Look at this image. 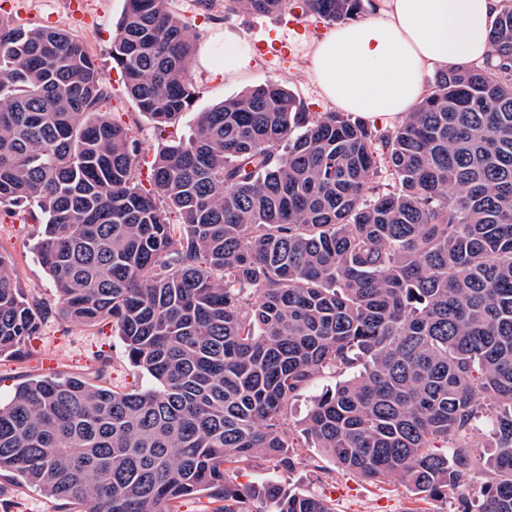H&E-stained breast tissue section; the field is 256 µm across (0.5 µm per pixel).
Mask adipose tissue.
Wrapping results in <instances>:
<instances>
[{
	"label": "adipose tissue",
	"mask_w": 512,
	"mask_h": 512,
	"mask_svg": "<svg viewBox=\"0 0 512 512\" xmlns=\"http://www.w3.org/2000/svg\"><path fill=\"white\" fill-rule=\"evenodd\" d=\"M504 0H385L378 17L337 25L313 43L305 72L336 108L396 123L428 94L425 74L479 62L490 52L491 22ZM255 54L242 40L224 43V63L202 53L199 65L234 79Z\"/></svg>",
	"instance_id": "adipose-tissue-1"
}]
</instances>
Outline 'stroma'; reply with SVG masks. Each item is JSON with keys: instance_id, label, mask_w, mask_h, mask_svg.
Wrapping results in <instances>:
<instances>
[{"instance_id": "obj_1", "label": "stroma", "mask_w": 512, "mask_h": 512, "mask_svg": "<svg viewBox=\"0 0 512 512\" xmlns=\"http://www.w3.org/2000/svg\"><path fill=\"white\" fill-rule=\"evenodd\" d=\"M73 0H0V15L14 26L31 30L45 26L63 29L80 39L102 72L110 92L112 117L129 128L137 145L141 172H148L159 139L153 123L139 112L125 92L121 74L112 64L110 50L116 27L125 9V0H84L82 15H75ZM169 7L190 25V36L197 47H205L214 31L223 30L256 47L259 41L286 44L288 60L271 64L258 52L246 79L228 82L211 78L200 67H193L196 95L190 107L180 114L169 129L174 141L186 139L193 131L199 113L212 109L224 99L263 84L286 86L313 112L329 111L319 87L304 72L305 55L312 42L329 31L328 23L315 17H303L302 32L289 24V14L263 15L241 10L224 12L221 8L204 11L201 0H169ZM29 209L20 218L0 215V255L7 257L29 300L52 302L54 287L32 244L35 223L29 222ZM80 376L90 383L121 390L149 386V378L132 368L111 324L94 326L73 324L50 315L42 324L36 340L22 355L0 357V401H8L17 385L39 377ZM304 463L285 473L276 461L268 459L240 466L239 483L256 486L274 478L287 488H300L332 501L336 512H457L460 498L481 499L478 480L466 479L461 497L418 500L398 478L377 483L358 475L330 468L322 470V457L313 448L302 451ZM0 512H61L57 503L37 488L0 477Z\"/></svg>"}]
</instances>
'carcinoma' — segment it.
<instances>
[{
    "label": "carcinoma",
    "instance_id": "obj_1",
    "mask_svg": "<svg viewBox=\"0 0 512 512\" xmlns=\"http://www.w3.org/2000/svg\"><path fill=\"white\" fill-rule=\"evenodd\" d=\"M125 2L112 62L162 134L196 94V46L167 0ZM368 2L299 8L338 23ZM489 43L485 61L438 72L380 135L282 86L250 88L200 113L189 142L161 147L147 190L84 43L0 18V207H37L35 249L62 318L112 321L129 363L155 380L19 385L0 404V477L66 512H172L195 494L212 512H336L276 480L233 477L260 458L292 472L316 448L370 481L399 478L418 500L482 477V502L462 498L458 512H512L511 5ZM44 318L0 254V356ZM322 373L335 387L290 425L288 405ZM481 419L489 457L472 446Z\"/></svg>",
    "mask_w": 512,
    "mask_h": 512
}]
</instances>
